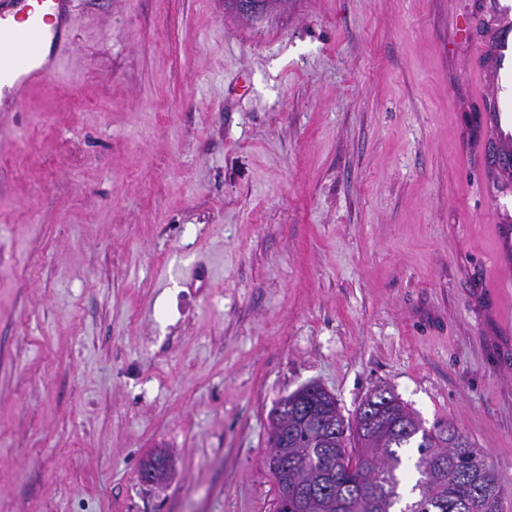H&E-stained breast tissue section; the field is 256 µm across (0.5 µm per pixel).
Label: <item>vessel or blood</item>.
<instances>
[{
	"label": "vessel or blood",
	"mask_w": 512,
	"mask_h": 512,
	"mask_svg": "<svg viewBox=\"0 0 512 512\" xmlns=\"http://www.w3.org/2000/svg\"><path fill=\"white\" fill-rule=\"evenodd\" d=\"M73 0H0V111H18L23 88L57 72L68 46ZM496 68L512 64V41L501 39L481 47ZM499 251L512 253V210L494 204Z\"/></svg>",
	"instance_id": "b4317fda"
}]
</instances>
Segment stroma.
Instances as JSON below:
<instances>
[{"label": "stroma", "mask_w": 512, "mask_h": 512, "mask_svg": "<svg viewBox=\"0 0 512 512\" xmlns=\"http://www.w3.org/2000/svg\"><path fill=\"white\" fill-rule=\"evenodd\" d=\"M493 2L74 0L0 112V512H273L312 382L453 421L512 512Z\"/></svg>", "instance_id": "obj_1"}]
</instances>
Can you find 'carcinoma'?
<instances>
[{"label": "carcinoma", "instance_id": "1", "mask_svg": "<svg viewBox=\"0 0 512 512\" xmlns=\"http://www.w3.org/2000/svg\"><path fill=\"white\" fill-rule=\"evenodd\" d=\"M366 397L380 423L362 413L345 422L336 398L317 384L285 396L282 452L296 466H270L276 506L296 512H502V487L484 452L450 421L426 428L391 390ZM416 448L413 465L401 450Z\"/></svg>", "mask_w": 512, "mask_h": 512}]
</instances>
